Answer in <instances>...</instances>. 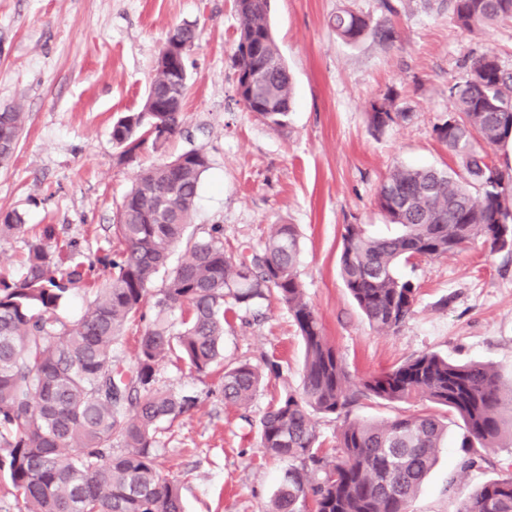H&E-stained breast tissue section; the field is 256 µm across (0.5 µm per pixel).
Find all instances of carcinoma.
<instances>
[{"mask_svg": "<svg viewBox=\"0 0 512 512\" xmlns=\"http://www.w3.org/2000/svg\"><path fill=\"white\" fill-rule=\"evenodd\" d=\"M453 22L474 31L512 20V0H449ZM239 27L233 64L251 75L235 90L238 102L273 129L288 125L292 81L273 37L269 0H235ZM348 44L368 31L364 17L343 10L331 18ZM453 109L434 127L457 169L394 167L381 184L377 207L391 236H373L345 224L339 271L344 287L378 332L393 331L414 314L417 287L398 274L400 263L437 258L482 241L493 251L512 248V175L489 151L512 141V73L494 49L470 60L464 81L448 87ZM187 80L155 67L142 110L112 127V140L132 159L152 128L174 136L182 125ZM389 93L371 105L370 126L380 131L410 119ZM24 115L0 112V166L18 145ZM205 153L190 149L139 173L112 225L118 247L101 263L103 282L79 264L63 267L74 241L59 242L43 227L28 245L19 278L0 276V476L20 512H182L180 488L157 470L158 435L192 401L156 386L159 366L172 358L197 374L224 360V325L233 308L251 310L275 299L291 313L304 344L303 386L274 400L260 419L265 456L288 462L270 512H408L430 472L446 426L435 408L462 420L461 469L485 460L504 433L512 435V385L494 366L456 363L437 352L413 354L356 384L324 334L298 277L299 234L273 224L263 244L224 253L223 228L186 242L188 258L173 267L162 288L154 277L183 242ZM26 232L22 216L0 220V238ZM83 284L87 314L68 327L53 318L69 291ZM155 320L136 340L135 369L115 351L129 321L148 298ZM239 362L224 368V403L247 408L263 375ZM419 401L424 408L393 419L351 418L361 401ZM342 420L336 444L323 447L311 413ZM458 512H512V474L480 485Z\"/></svg>", "mask_w": 512, "mask_h": 512, "instance_id": "obj_1", "label": "carcinoma"}]
</instances>
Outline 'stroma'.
I'll list each match as a JSON object with an SVG mask.
<instances>
[{"instance_id":"stroma-1","label":"stroma","mask_w":512,"mask_h":512,"mask_svg":"<svg viewBox=\"0 0 512 512\" xmlns=\"http://www.w3.org/2000/svg\"><path fill=\"white\" fill-rule=\"evenodd\" d=\"M344 9L371 29L353 45L329 25ZM270 22L294 92L278 131L237 101L234 0H0V108L25 114L18 148L0 168V214L19 212L27 229L0 240V275H21L29 237L47 224L78 243L75 261L97 263L115 247L110 227L137 173L198 149L210 166L187 236L223 225L232 254L241 243L260 244L269 225H297L299 278L351 381L423 351L485 361L512 380V250L478 242L400 266L418 287L415 314L387 334L370 328L338 273L343 225H365L375 236L396 231L375 203L390 168L453 165L433 134L453 108L448 86L489 47L512 72V21L473 34L454 25L446 0H271ZM184 23L196 41L182 131L126 159L112 126L140 108L169 30ZM385 25L398 32L390 46L372 35ZM389 92L412 117L372 133L367 114ZM303 357L288 310L266 302L258 320L224 329L225 363L267 358L281 366L248 409L210 396L218 373L171 361L159 367V386L198 399L162 434L157 459L162 476L180 481L184 512H267L285 465L264 456L259 422L281 393L301 389ZM462 433L449 416L448 437L409 512H457L462 498L512 468V447L492 448L479 468L460 471Z\"/></svg>"}]
</instances>
